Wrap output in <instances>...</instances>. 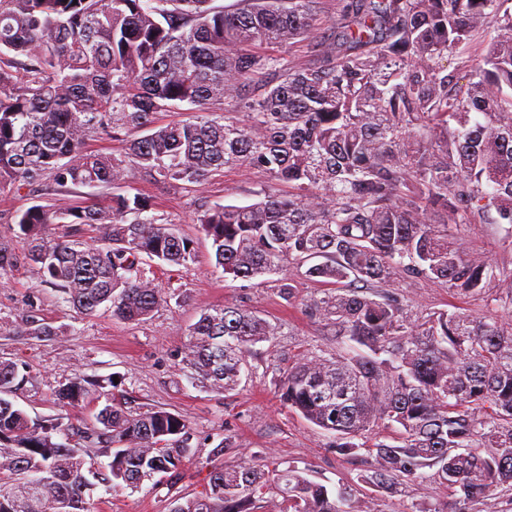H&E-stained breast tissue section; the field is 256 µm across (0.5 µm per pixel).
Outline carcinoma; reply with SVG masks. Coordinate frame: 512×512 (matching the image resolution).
I'll return each instance as SVG.
<instances>
[{
	"mask_svg": "<svg viewBox=\"0 0 512 512\" xmlns=\"http://www.w3.org/2000/svg\"><path fill=\"white\" fill-rule=\"evenodd\" d=\"M0 0V187L44 181L60 194L105 187L103 204L32 205L15 216L26 258L86 315L101 305L139 322L171 294L143 263L188 267L190 239L125 191L131 175L192 192L226 167L288 185L246 205L203 200L193 221L215 267L236 279L304 269L321 289L303 303L331 331L278 376L282 406L355 460L377 494L402 483L448 489L417 512H500L512 488V268L468 252L460 224H512V0ZM496 20L482 64L462 80L443 60ZM246 109V120L227 114ZM196 113L163 123V112ZM120 154L90 153L100 128ZM442 220L436 219V214ZM47 224L88 226L96 243ZM479 297L484 315L418 313L400 279ZM281 326L239 305L201 313L182 361L209 387L236 390L255 347ZM25 362L0 361V493L9 512H90L87 494L176 475L187 424L162 408L125 411L97 378L61 384V408L104 401L88 428L102 464L68 442L64 417L33 420L11 398ZM374 498L267 460L211 466L204 490L172 512H374Z\"/></svg>",
	"mask_w": 512,
	"mask_h": 512,
	"instance_id": "1",
	"label": "carcinoma"
}]
</instances>
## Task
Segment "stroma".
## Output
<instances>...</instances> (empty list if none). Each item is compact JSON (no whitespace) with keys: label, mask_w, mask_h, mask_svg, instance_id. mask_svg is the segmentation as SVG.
<instances>
[{"label":"stroma","mask_w":512,"mask_h":512,"mask_svg":"<svg viewBox=\"0 0 512 512\" xmlns=\"http://www.w3.org/2000/svg\"><path fill=\"white\" fill-rule=\"evenodd\" d=\"M131 186L152 196L158 214L191 239L197 252L196 262L186 268H147V277L168 289L171 297L167 305L139 323L119 321L102 307L90 315L80 314L45 286L37 268L24 256L14 217L32 205L58 206L65 199L46 182L31 192L0 187V243L14 248L18 256L13 267L0 273V359L25 361L31 370L15 405L37 419L62 414L74 426H84L91 423L97 403L63 411L55 405L52 393L59 384L93 376L116 380V391L125 399L127 410L137 413L161 407L180 415L188 425L195 454L180 469L176 482L147 480L139 489L110 493L97 488L90 496L92 512H172L177 499L202 491L211 450L227 435L233 448L225 453L224 464L262 454L331 488L341 481L356 483L364 461L328 453L321 429L279 406L275 398L274 380L280 370L305 349L334 345L303 311L302 302L314 295L315 283L291 272L296 300L290 304L280 296V284L274 278L246 281L224 276L214 268L210 241L192 221L200 197L227 205L248 204L263 198L267 180L228 168L198 195L137 179ZM456 233L466 250L500 265L512 262V231L507 226L463 224ZM399 287L418 311L474 315L485 311L480 299L459 297L436 285L403 280ZM227 303L243 305L283 324L273 341L258 344L251 375L231 393L196 384L180 356L187 330L201 312ZM33 324L48 327L49 335H29Z\"/></svg>","instance_id":"35a3bbf8"}]
</instances>
